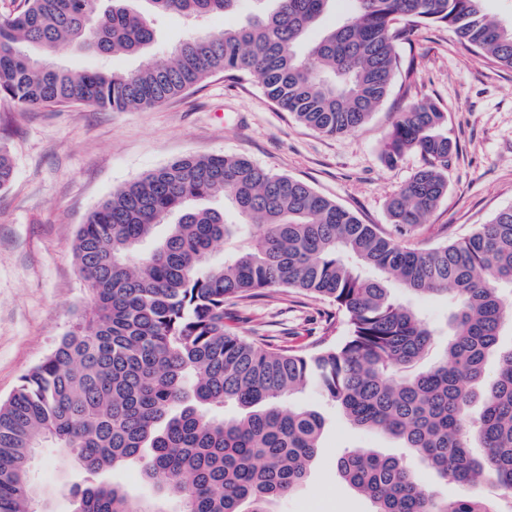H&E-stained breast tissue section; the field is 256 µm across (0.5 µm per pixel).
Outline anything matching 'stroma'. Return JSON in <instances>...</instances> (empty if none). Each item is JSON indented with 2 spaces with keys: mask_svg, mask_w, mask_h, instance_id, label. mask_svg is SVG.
<instances>
[{
  "mask_svg": "<svg viewBox=\"0 0 512 512\" xmlns=\"http://www.w3.org/2000/svg\"><path fill=\"white\" fill-rule=\"evenodd\" d=\"M250 0L236 12L195 24L178 16L156 22V38L144 52L102 57L67 44L58 66L133 71L163 58L194 33L245 24ZM412 72H398L388 97L355 131L322 135L279 110L257 80L234 83L215 76L185 94L144 112H101L81 105L24 111L0 99V139L16 161L11 186L0 191V400L43 360L88 303L74 254L77 228L112 191L186 155H243L277 173L299 179L354 213L363 223L389 229V198L422 167L419 153L396 167L382 158L397 112L428 101L445 116L441 130L452 144L447 192L415 229L410 241L434 247L467 236L512 206V69L469 50L447 27L424 24L411 43ZM347 324L321 297L265 291L238 327L247 337L278 342L302 337L313 343L346 335ZM296 405L319 411L326 427L306 482L277 501L274 512H371L370 503L340 478L345 450L400 451L399 441L349 424L341 409L307 390ZM76 461L55 449H39L33 471L40 490L52 492V512H70L56 490L77 471Z\"/></svg>",
  "mask_w": 512,
  "mask_h": 512,
  "instance_id": "1",
  "label": "stroma"
}]
</instances>
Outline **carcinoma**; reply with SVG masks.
Here are the masks:
<instances>
[{
  "label": "carcinoma",
  "instance_id": "1",
  "mask_svg": "<svg viewBox=\"0 0 512 512\" xmlns=\"http://www.w3.org/2000/svg\"><path fill=\"white\" fill-rule=\"evenodd\" d=\"M22 0L0 15V97L24 110L81 104L151 110L222 74L259 78L283 112L328 136L363 125L389 95L398 41L445 26L512 69V23L484 0H351L353 17L305 51L308 30L335 0H270L246 24L192 34L168 58L133 72L68 70L56 48L140 53L154 20H199L240 0ZM28 45L39 51L31 55ZM443 115L411 102L382 155L425 160L390 200L394 231L365 224L306 183L241 155H188L115 190L80 225L75 252L89 305L0 402V512H33L37 448H61L84 476L60 488L71 512H272L299 487L321 448L325 419L286 404L310 386L348 421L386 434L426 463L371 448L344 452L338 471L371 512H512V207L434 248L409 242L447 190L452 146ZM0 141V190L15 174ZM230 199L248 222L199 202ZM270 288L321 296L347 318L338 344L312 349L239 335L240 311ZM451 293L441 332L401 297ZM240 412L224 417V405ZM139 466L154 497L105 478ZM453 483L450 497L438 484ZM487 485L495 498L473 488Z\"/></svg>",
  "mask_w": 512,
  "mask_h": 512
}]
</instances>
